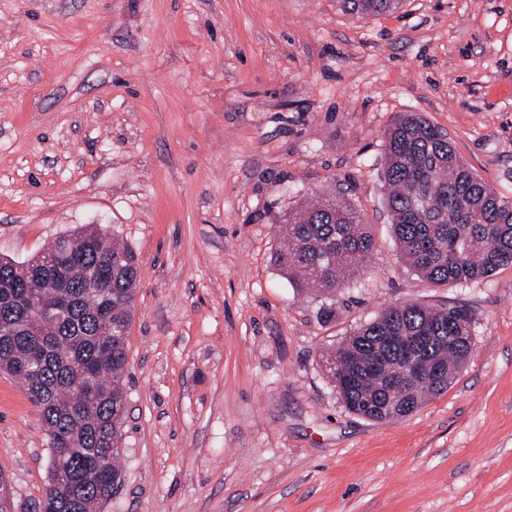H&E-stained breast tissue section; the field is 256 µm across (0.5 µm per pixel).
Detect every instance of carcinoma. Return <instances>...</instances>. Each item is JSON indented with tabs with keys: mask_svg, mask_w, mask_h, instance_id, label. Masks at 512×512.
Instances as JSON below:
<instances>
[{
	"mask_svg": "<svg viewBox=\"0 0 512 512\" xmlns=\"http://www.w3.org/2000/svg\"><path fill=\"white\" fill-rule=\"evenodd\" d=\"M399 0H343L359 16ZM382 179L395 242L408 268L434 285L512 265V201L492 191L442 128L400 112L383 143ZM275 261L300 291L331 297L366 262L375 241L359 213L318 198L281 220ZM25 261L0 258V370L18 379L47 436L50 480L38 512H99L121 484L127 335L139 266L126 245L83 226ZM462 308H387L328 352L346 406L368 419L403 418L448 388L471 348ZM421 373L406 369L402 346Z\"/></svg>",
	"mask_w": 512,
	"mask_h": 512,
	"instance_id": "1",
	"label": "carcinoma"
}]
</instances>
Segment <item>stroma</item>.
<instances>
[{
	"mask_svg": "<svg viewBox=\"0 0 512 512\" xmlns=\"http://www.w3.org/2000/svg\"><path fill=\"white\" fill-rule=\"evenodd\" d=\"M512 200V0H0V256L103 227L136 254L122 485L102 512H512V267L435 286L384 203L397 113ZM343 198L376 248L331 317L275 262ZM461 307L472 345L409 416L350 412L325 354L386 308ZM48 448L0 373V471L34 512ZM348 11L359 16L382 14L391 11L399 0H343Z\"/></svg>",
	"mask_w": 512,
	"mask_h": 512,
	"instance_id": "35a3bbf8",
	"label": "stroma"
}]
</instances>
